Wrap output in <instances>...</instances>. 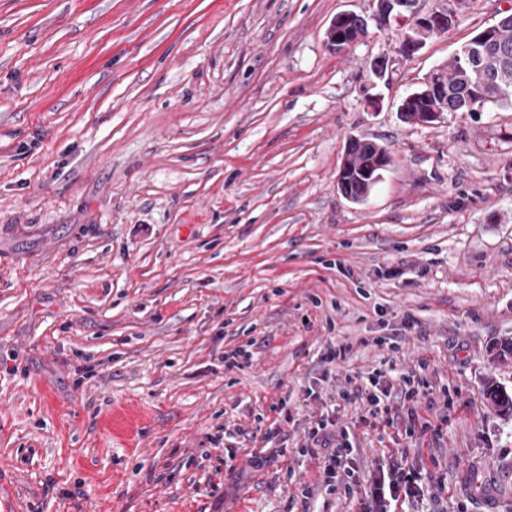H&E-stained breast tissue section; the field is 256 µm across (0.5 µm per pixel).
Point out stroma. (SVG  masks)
Listing matches in <instances>:
<instances>
[{"label": "stroma", "instance_id": "35a3bbf8", "mask_svg": "<svg viewBox=\"0 0 512 512\" xmlns=\"http://www.w3.org/2000/svg\"><path fill=\"white\" fill-rule=\"evenodd\" d=\"M508 10L402 57L371 0H0V512H360L297 453L343 341L337 377L423 358L454 398L420 447L354 430L441 477L403 512H512V112L398 111ZM342 13L368 29L336 54ZM353 139L392 158L360 202Z\"/></svg>", "mask_w": 512, "mask_h": 512}]
</instances>
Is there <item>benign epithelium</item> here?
Wrapping results in <instances>:
<instances>
[{
  "instance_id": "obj_1",
  "label": "benign epithelium",
  "mask_w": 512,
  "mask_h": 512,
  "mask_svg": "<svg viewBox=\"0 0 512 512\" xmlns=\"http://www.w3.org/2000/svg\"><path fill=\"white\" fill-rule=\"evenodd\" d=\"M416 0H377L373 17L382 23L394 21L401 23L410 14L416 17L413 24L403 27L399 33L396 52L401 55H411L417 51L427 39L444 33L457 20L458 0H437L435 8L425 15L416 16ZM506 21L502 17L498 23L485 28L476 38L464 43L458 52L469 65L481 61L484 45L492 42L499 24ZM367 20L354 14H342L331 24L328 31L327 45L336 53H342L360 41L366 34ZM492 98L484 93L468 95L458 99L448 91V84L440 79V72L432 73L424 82L422 90L415 92L402 100L399 105L401 116H412V123L418 125L430 124L444 112H484ZM370 146L367 157L362 164L361 174L366 182L378 181L381 171L389 165L388 153L381 150L375 143L352 140L347 151L357 147ZM352 167L348 158H343L338 175L337 187L346 197L354 198L352 186Z\"/></svg>"
}]
</instances>
